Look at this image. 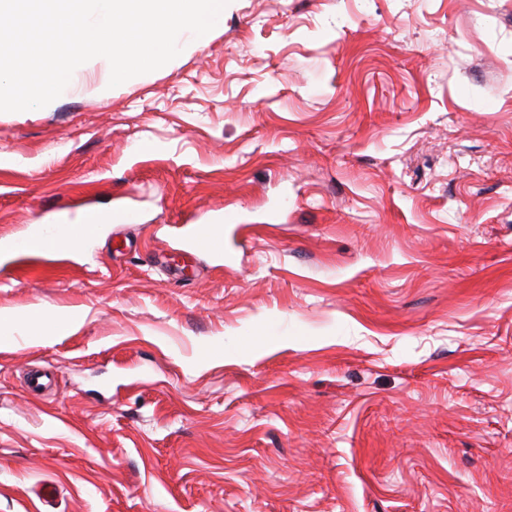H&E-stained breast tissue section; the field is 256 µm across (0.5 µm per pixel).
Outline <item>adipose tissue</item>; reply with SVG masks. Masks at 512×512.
I'll return each instance as SVG.
<instances>
[{
	"instance_id": "ef3b65f1",
	"label": "adipose tissue",
	"mask_w": 512,
	"mask_h": 512,
	"mask_svg": "<svg viewBox=\"0 0 512 512\" xmlns=\"http://www.w3.org/2000/svg\"><path fill=\"white\" fill-rule=\"evenodd\" d=\"M82 309L61 307L49 311L39 308H0V344L15 339L40 341L81 326Z\"/></svg>"
}]
</instances>
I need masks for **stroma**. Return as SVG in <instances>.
<instances>
[{"label": "stroma", "mask_w": 512, "mask_h": 512, "mask_svg": "<svg viewBox=\"0 0 512 512\" xmlns=\"http://www.w3.org/2000/svg\"><path fill=\"white\" fill-rule=\"evenodd\" d=\"M107 76L0 112V241L133 216L0 252L85 313L0 347V512H512V0H229ZM86 218L91 221L92 223H96V224H89V223H86V221L84 220V217L81 219V222L79 224H61V225H64L66 227H69L71 229V238L69 239L70 242L72 243H75V242H78L80 239H81V233L84 232L85 230H90L92 232L94 231H98V229L100 228L101 223H99L100 221H110V222H127V221H131L133 216L131 214H128V213H113L112 215H108L106 217L98 214L97 212H88L86 214ZM88 225H92V226H88ZM65 231L58 228H50L44 230V242H53L55 236L64 234ZM41 239V233H36L32 238H30L26 242V247L29 250L28 252H45L49 250H66V251H79V249L75 248L71 243H65L61 241H56L51 244H45Z\"/></svg>", "instance_id": "obj_1"}]
</instances>
